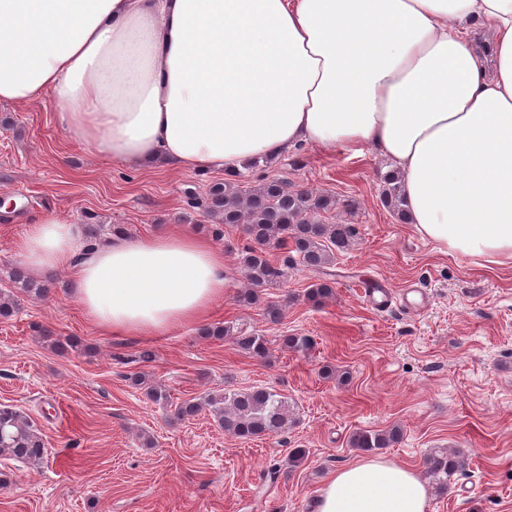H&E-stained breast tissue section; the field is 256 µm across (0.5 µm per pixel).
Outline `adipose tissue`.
Here are the masks:
<instances>
[{
    "instance_id": "1",
    "label": "adipose tissue",
    "mask_w": 512,
    "mask_h": 512,
    "mask_svg": "<svg viewBox=\"0 0 512 512\" xmlns=\"http://www.w3.org/2000/svg\"><path fill=\"white\" fill-rule=\"evenodd\" d=\"M46 95L61 130L142 168L231 178L299 145L374 147L419 234L512 263V0H0V102ZM16 248L33 271L71 272L114 333L163 335L224 297L223 252L185 231L90 247L44 214ZM315 512H429V487L361 457Z\"/></svg>"
}]
</instances>
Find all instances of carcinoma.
I'll use <instances>...</instances> for the list:
<instances>
[{
  "instance_id": "carcinoma-1",
  "label": "carcinoma",
  "mask_w": 512,
  "mask_h": 512,
  "mask_svg": "<svg viewBox=\"0 0 512 512\" xmlns=\"http://www.w3.org/2000/svg\"><path fill=\"white\" fill-rule=\"evenodd\" d=\"M382 205L399 219H407L401 180L393 174L383 178L380 195ZM336 209V198L292 189L280 179H269L253 189L239 184L216 182L204 197V211L213 223L203 229L215 236L224 234V226L238 225L246 244L238 252V264L250 285L240 294L238 302L250 306L257 302L258 289L272 288L287 277L288 269L302 266L319 269L336 260L357 231L351 224H325L320 217ZM281 250L283 256L273 257ZM5 277L13 284L10 290H0V318L15 316L18 295L44 297L52 282L29 277L21 268H12ZM202 335L215 340L229 338L240 351L264 360L271 353V340L258 331H247L234 322H225L201 329ZM282 347L294 352L310 349L306 336L283 334ZM211 407L224 432L241 439L280 435L288 428L289 406L284 397L268 387L226 391L210 395ZM401 431L361 430L350 437V446L364 453L387 448L400 440ZM22 464L35 466L46 455L45 441L23 412L0 406V456ZM468 458L454 450L434 451L424 458L426 474L438 492H448L454 481L466 475Z\"/></svg>"
}]
</instances>
